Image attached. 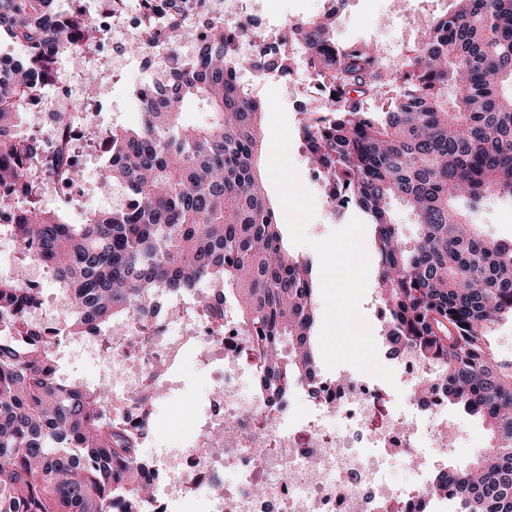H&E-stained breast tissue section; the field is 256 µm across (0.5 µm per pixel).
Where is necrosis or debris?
Instances as JSON below:
<instances>
[{"label": "necrosis or debris", "mask_w": 512, "mask_h": 512, "mask_svg": "<svg viewBox=\"0 0 512 512\" xmlns=\"http://www.w3.org/2000/svg\"><path fill=\"white\" fill-rule=\"evenodd\" d=\"M178 324L157 318L113 323L112 369L119 381L108 401L131 428L147 399L171 395L170 367L189 356L221 366L197 426V446L155 447L149 465L153 495L142 512H419L423 493L392 482L389 467L406 457L415 469L437 473L448 462L444 388L428 379L418 356L406 353L399 375L408 393L392 407L373 378L318 373L285 407L247 392L260 369L247 336L229 320L205 316L197 299L174 301ZM236 441L210 447L225 422ZM223 482L224 494L209 488Z\"/></svg>", "instance_id": "necrosis-or-debris-1"}]
</instances>
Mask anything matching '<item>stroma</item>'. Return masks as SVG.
Returning a JSON list of instances; mask_svg holds the SVG:
<instances>
[{
  "mask_svg": "<svg viewBox=\"0 0 512 512\" xmlns=\"http://www.w3.org/2000/svg\"><path fill=\"white\" fill-rule=\"evenodd\" d=\"M455 0H344L336 14L335 37L343 44L392 43L398 55H405L417 39V22L434 19L450 11ZM261 7L270 23L282 26L295 19H304L326 11L328 0H261ZM102 67L107 75L97 84L94 110L96 121H85L77 142V155L84 162L85 193L65 204L52 183H45L41 193L42 206L50 211L67 209L71 222L82 223L89 213L121 205L120 191L109 190L101 181L102 162L96 146L99 134L115 127L133 129L141 121V112L135 104L132 91L137 76L112 66L111 53H104ZM277 89L286 109L291 130L290 157L304 185L315 199L316 216L307 227L309 237L320 240L333 230L344 227L352 218L360 217L358 208L350 206L339 214H332L326 206L320 184L313 177L306 160V151L299 134V120L303 107L315 105V98L305 94L302 85L293 76L253 86L252 95L267 101L269 89ZM473 220L479 224L484 237L504 242L512 241V198L494 196L486 200ZM217 368H200L194 360L182 362L178 368L180 387L167 403L154 410V425L149 443L163 442L179 446L199 438L195 426L202 400L209 391ZM448 414L452 422L468 432L467 440L456 445L448 456L454 468L469 467L478 451L484 448L488 432L479 418L452 407Z\"/></svg>",
  "mask_w": 512,
  "mask_h": 512,
  "instance_id": "1",
  "label": "stroma"
}]
</instances>
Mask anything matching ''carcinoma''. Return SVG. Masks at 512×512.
I'll list each match as a JSON object with an SVG mask.
<instances>
[{
    "mask_svg": "<svg viewBox=\"0 0 512 512\" xmlns=\"http://www.w3.org/2000/svg\"><path fill=\"white\" fill-rule=\"evenodd\" d=\"M0 0V36L23 48L0 59V234L22 257L0 276V512H141L152 495L142 471L147 425L112 418L105 389L65 379L55 329L31 320L42 306L26 262L52 272L69 336L116 318L145 319L162 296L210 288L206 316H228L261 361L255 390L288 397L315 378L318 352L313 263L288 253L257 166L264 112L242 93V71L265 53L234 57L224 16L192 60L179 55L181 21L197 0H148L132 54L166 55V78L133 96L136 130L100 135L109 157L102 178L124 203L70 224L44 209L41 176L78 181L80 169L24 129L38 84L54 80L64 54L92 55L101 40L81 0ZM163 12L168 26L157 28ZM336 11L292 22L280 61L321 78L328 117L300 126L322 191L355 204L372 226L379 256L383 339L408 350L448 389V404L481 420L490 444L471 467L448 468L424 491L451 512H512V359L491 346L494 326L512 317V242L489 240L472 212L492 195L512 196V0H456L428 23L401 63L387 68L375 45H342ZM201 107L211 121L191 125ZM64 100L59 121L82 118ZM414 216L409 243L391 202Z\"/></svg>",
    "mask_w": 512,
    "mask_h": 512,
    "instance_id": "carcinoma-1",
    "label": "carcinoma"
}]
</instances>
